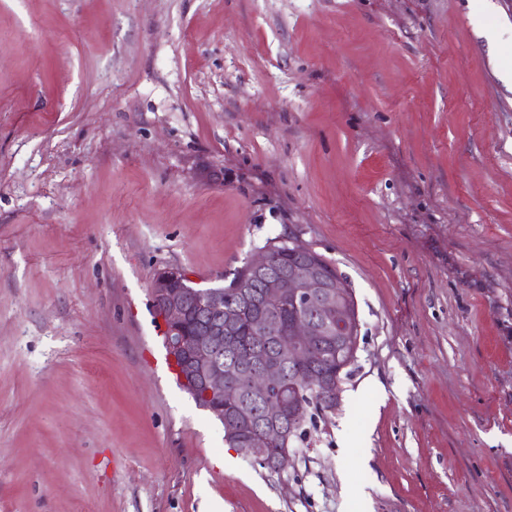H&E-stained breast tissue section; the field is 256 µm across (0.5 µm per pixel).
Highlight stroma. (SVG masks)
<instances>
[{"mask_svg": "<svg viewBox=\"0 0 512 512\" xmlns=\"http://www.w3.org/2000/svg\"><path fill=\"white\" fill-rule=\"evenodd\" d=\"M512 0H0V512H512ZM295 237L357 360L277 475L151 285Z\"/></svg>", "mask_w": 512, "mask_h": 512, "instance_id": "obj_1", "label": "stroma"}]
</instances>
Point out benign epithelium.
I'll return each mask as SVG.
<instances>
[{
	"label": "benign epithelium",
	"instance_id": "benign-epithelium-1",
	"mask_svg": "<svg viewBox=\"0 0 512 512\" xmlns=\"http://www.w3.org/2000/svg\"><path fill=\"white\" fill-rule=\"evenodd\" d=\"M278 255L263 249L248 262L249 273L262 280L264 301L272 305L291 301L304 316L287 331L279 357L270 360L257 348L238 347L225 361L217 355L224 343L238 334L239 311L224 307V292H193L191 281L178 268H164L152 281L153 305L165 323V344L169 354L180 361L182 388L219 419L228 438L235 439L244 427L258 426L270 448H244L242 452L283 475L294 467L295 459L286 448L289 435L285 420L303 412L301 404L272 388L288 381V374L305 378L335 406L339 392L334 382L320 372L315 362L325 345L337 336H355L358 321L353 318L343 286L327 280L320 265L306 261L292 268L288 276L270 274ZM261 336L281 333L279 322L270 313L255 317ZM250 394L260 398V419L243 404L230 409L225 402Z\"/></svg>",
	"mask_w": 512,
	"mask_h": 512
}]
</instances>
